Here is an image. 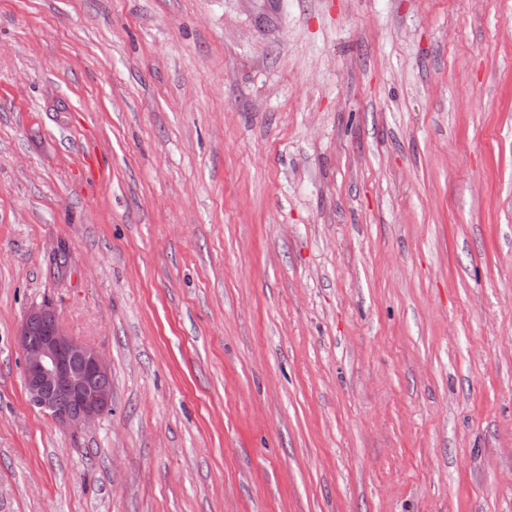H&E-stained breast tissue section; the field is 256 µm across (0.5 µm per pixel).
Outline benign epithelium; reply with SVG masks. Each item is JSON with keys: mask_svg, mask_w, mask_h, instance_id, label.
Masks as SVG:
<instances>
[{"mask_svg": "<svg viewBox=\"0 0 512 512\" xmlns=\"http://www.w3.org/2000/svg\"><path fill=\"white\" fill-rule=\"evenodd\" d=\"M29 403L65 430H80L109 410L112 375L106 359L70 336L55 310L34 306L18 331Z\"/></svg>", "mask_w": 512, "mask_h": 512, "instance_id": "7a95c632", "label": "benign epithelium"}]
</instances>
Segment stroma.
Masks as SVG:
<instances>
[{
	"instance_id": "obj_1",
	"label": "stroma",
	"mask_w": 512,
	"mask_h": 512,
	"mask_svg": "<svg viewBox=\"0 0 512 512\" xmlns=\"http://www.w3.org/2000/svg\"><path fill=\"white\" fill-rule=\"evenodd\" d=\"M0 512H512V0H0ZM18 342L28 401L58 427L80 430L109 410V363L95 348L70 336L54 309L46 305L29 309Z\"/></svg>"
}]
</instances>
